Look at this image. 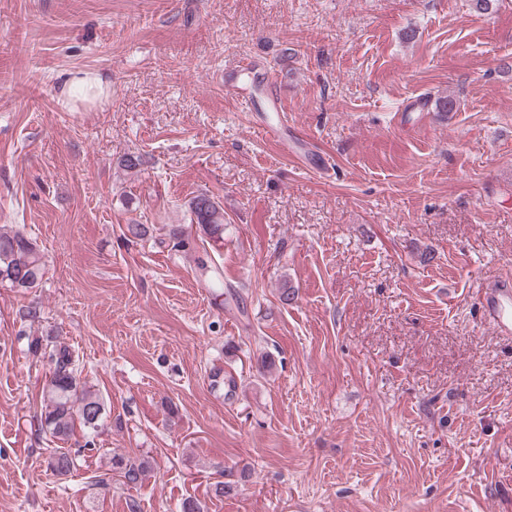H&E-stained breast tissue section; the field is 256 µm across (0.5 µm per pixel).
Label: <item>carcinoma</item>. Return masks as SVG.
<instances>
[{
    "instance_id": "carcinoma-1",
    "label": "carcinoma",
    "mask_w": 512,
    "mask_h": 512,
    "mask_svg": "<svg viewBox=\"0 0 512 512\" xmlns=\"http://www.w3.org/2000/svg\"><path fill=\"white\" fill-rule=\"evenodd\" d=\"M190 224L197 226L206 237L223 239L224 209L209 194L200 193L189 200ZM168 238L173 246L184 251L193 249L191 234L180 225L168 227ZM47 264L37 242L20 230L0 227V280L12 288L30 291L42 283ZM34 355H40L50 364V373L43 386V404L40 412L41 429L63 442L75 435V428H83V441L75 444L83 448L95 446V437L104 415V402L99 394L81 380L82 368L73 351L65 345H54L51 340L36 337L30 341ZM48 468L56 476H66L76 468V457L68 452L54 451ZM112 468L120 473L128 488L136 487L149 470V461L133 460L123 455L112 456Z\"/></svg>"
}]
</instances>
